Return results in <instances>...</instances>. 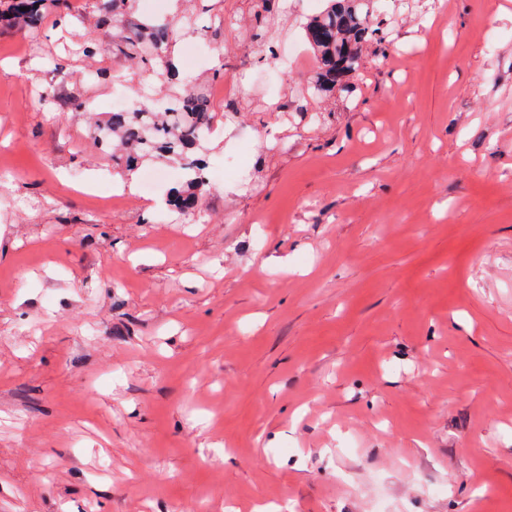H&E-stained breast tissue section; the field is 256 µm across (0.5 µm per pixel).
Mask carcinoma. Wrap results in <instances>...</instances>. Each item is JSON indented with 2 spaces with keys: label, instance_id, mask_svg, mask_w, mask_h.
Masks as SVG:
<instances>
[{
  "label": "carcinoma",
  "instance_id": "1",
  "mask_svg": "<svg viewBox=\"0 0 512 512\" xmlns=\"http://www.w3.org/2000/svg\"><path fill=\"white\" fill-rule=\"evenodd\" d=\"M0 9V22L10 27L24 24L32 27L48 8L68 9L69 0H6ZM99 23L109 25L135 7L138 0H100ZM373 0H330L328 6L313 16L304 28L305 39L314 51L318 77L311 93H340L347 80L359 67V51L363 42L376 31L372 24ZM172 30L162 18L138 24L127 36L126 43L141 61L162 65L167 72L173 66L163 60ZM169 112H155L147 100L129 110H114L97 129L110 135L107 145L119 141L123 152L113 154L112 161L128 172H134L145 161L178 165L183 171L179 188L171 191L167 201L176 210L187 213L197 206L207 191L206 162L197 147L211 132L215 115L208 98L194 82L183 79L172 97Z\"/></svg>",
  "mask_w": 512,
  "mask_h": 512
}]
</instances>
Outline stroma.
I'll use <instances>...</instances> for the list:
<instances>
[{"mask_svg": "<svg viewBox=\"0 0 512 512\" xmlns=\"http://www.w3.org/2000/svg\"><path fill=\"white\" fill-rule=\"evenodd\" d=\"M163 2L179 224L92 144L166 86L98 0L0 30V512H512V0H377L319 98L316 0ZM172 101L169 112H154L149 100L139 101L129 110H113L96 129L110 139L97 143L111 146L118 140L124 152L113 153L112 161L128 172L136 171L145 161L178 165L183 171L182 185L173 188L167 201L187 213L195 209L209 186L206 162L197 147L210 134L215 115L208 98L189 79L181 80Z\"/></svg>", "mask_w": 512, "mask_h": 512, "instance_id": "1", "label": "stroma"}]
</instances>
